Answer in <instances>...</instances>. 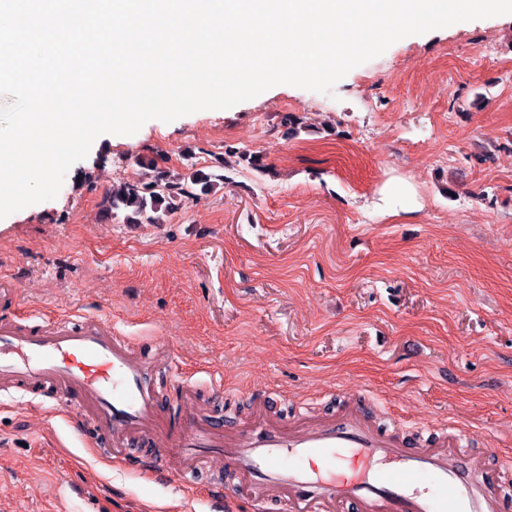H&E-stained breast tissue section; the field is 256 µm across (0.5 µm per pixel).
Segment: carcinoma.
I'll return each mask as SVG.
<instances>
[{"label":"carcinoma","instance_id":"cac0c4a2","mask_svg":"<svg viewBox=\"0 0 512 512\" xmlns=\"http://www.w3.org/2000/svg\"><path fill=\"white\" fill-rule=\"evenodd\" d=\"M224 175L194 165L177 176L140 177L112 188L104 199V212L124 224H162L179 207L191 190L214 191Z\"/></svg>","mask_w":512,"mask_h":512}]
</instances>
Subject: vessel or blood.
Returning a JSON list of instances; mask_svg holds the SVG:
<instances>
[{
    "label": "vessel or blood",
    "mask_w": 512,
    "mask_h": 512,
    "mask_svg": "<svg viewBox=\"0 0 512 512\" xmlns=\"http://www.w3.org/2000/svg\"><path fill=\"white\" fill-rule=\"evenodd\" d=\"M12 291L0 289V385L31 396L51 391L76 430L97 428L86 447L127 465V451L147 448L144 471L203 484L211 462L223 463L246 489L255 512H502L500 502L470 475L485 459L468 432L453 427L431 443L387 431L364 411L347 409L319 421L283 428L266 411L279 392L262 395L248 425L212 415L183 393L184 419L168 427L155 379L171 349L147 356L101 315L22 323L8 316Z\"/></svg>",
    "instance_id": "obj_1"
}]
</instances>
